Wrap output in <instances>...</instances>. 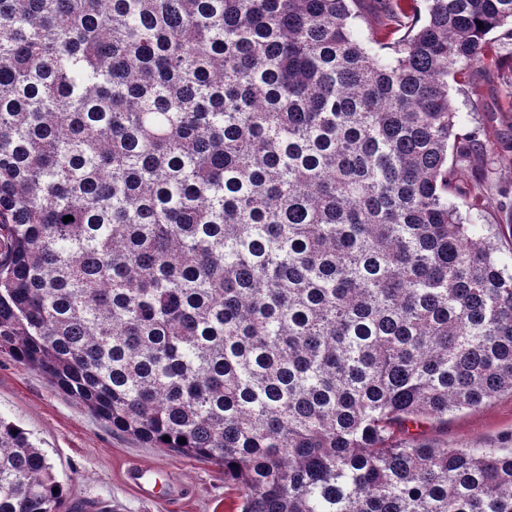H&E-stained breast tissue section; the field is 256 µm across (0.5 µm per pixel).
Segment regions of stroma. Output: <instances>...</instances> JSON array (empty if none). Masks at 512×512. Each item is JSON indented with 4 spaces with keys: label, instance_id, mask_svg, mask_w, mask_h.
I'll return each mask as SVG.
<instances>
[{
    "label": "stroma",
    "instance_id": "1",
    "mask_svg": "<svg viewBox=\"0 0 512 512\" xmlns=\"http://www.w3.org/2000/svg\"><path fill=\"white\" fill-rule=\"evenodd\" d=\"M491 57L497 64L480 78L471 94L466 74L450 82L457 112L466 119L465 133L490 136L499 154L512 153V91L504 85V67L512 65V43L496 41ZM492 186L484 209L472 212L477 224L497 225L501 246L512 244V166L488 157ZM0 416L30 432L47 454L67 493L66 512H240V492L224 479L222 465L151 448L117 434L83 404L59 390L40 371L0 351ZM512 436V397L448 419L447 432L427 426L419 439L449 447H482ZM134 466L153 469L158 478L153 498L141 496L126 481Z\"/></svg>",
    "mask_w": 512,
    "mask_h": 512
}]
</instances>
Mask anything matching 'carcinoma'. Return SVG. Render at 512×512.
Returning <instances> with one entry per match:
<instances>
[{
	"instance_id": "1",
	"label": "carcinoma",
	"mask_w": 512,
	"mask_h": 512,
	"mask_svg": "<svg viewBox=\"0 0 512 512\" xmlns=\"http://www.w3.org/2000/svg\"><path fill=\"white\" fill-rule=\"evenodd\" d=\"M364 10L0 0V350L241 512H512V446L410 433L512 395V254L463 217L496 143L448 93L512 0L386 55ZM65 501L0 417V512Z\"/></svg>"
}]
</instances>
